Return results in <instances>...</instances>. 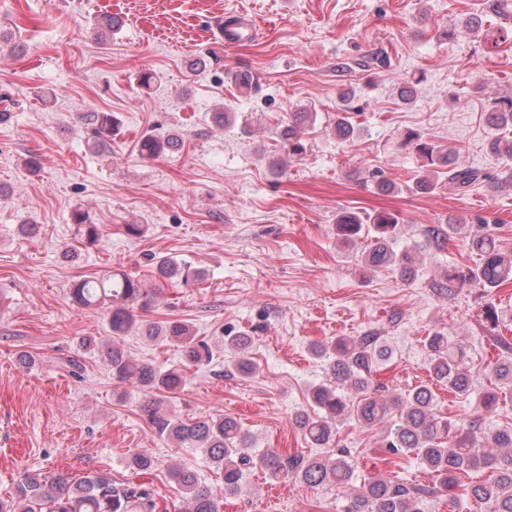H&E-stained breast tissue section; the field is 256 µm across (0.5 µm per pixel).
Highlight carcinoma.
<instances>
[{"label":"carcinoma","instance_id":"1","mask_svg":"<svg viewBox=\"0 0 512 512\" xmlns=\"http://www.w3.org/2000/svg\"><path fill=\"white\" fill-rule=\"evenodd\" d=\"M502 12V0H481L480 12L469 16L465 26L479 32L483 25ZM422 78L409 79L398 86V97L404 104L414 101ZM349 91L338 92L340 115L336 116V135L348 140L355 127L345 115ZM311 118L309 112H293L280 127V139L288 155L305 152L303 135ZM91 125L93 144L112 139L115 117L110 112H92L85 117ZM486 121L495 131L488 143L491 154L512 161V136L500 135L512 130V96L492 98ZM174 147V137L145 135L139 142V155L153 159ZM398 147L416 155L423 175L413 179L409 189L431 193L438 188L441 176L467 192L490 179L478 168L458 161L457 152L423 135L408 131ZM83 242L96 244L102 235L101 225L93 223L88 212L76 208L71 214ZM401 218L388 211L344 213L336 221V235L346 242L366 236L370 245L362 253V263L372 271L390 269L409 282L417 275L418 254L423 247L442 250L460 222L431 224L420 231L421 240L396 248ZM467 249L477 256L474 265L450 269L444 280L432 287L451 296L462 288H474L490 295L495 289L512 282V255L502 252L494 235H473ZM158 281H174L197 277L190 266L172 258L155 263ZM72 300L82 308H103L108 313L112 333L109 340L87 338L82 341L86 351L96 354L110 369L114 379L130 383L143 393L140 410L156 433L167 440L202 450L214 467L224 476V486L216 490L203 485L190 468L171 470L184 503V512H219L221 501L241 495L245 489L246 469L258 466L273 478L295 476L310 487L332 486L345 494L343 512H421L419 502L427 493L447 492L448 503L470 501L475 512H512V425L485 429L476 422L465 426L453 423L437 410L434 387L462 397L475 393L476 386L468 354L464 347L443 331H433L423 341L427 352L429 379L396 395L385 393L378 381L377 370L390 360L391 350L376 336L338 338L332 342H316L310 346L313 357L326 362L331 383L310 388L313 413L298 412L293 417L296 428L317 448H328L334 440L336 420L350 418L367 427L390 424L385 448L391 454L410 452L435 479V488L427 491L381 476H373L353 496L346 495L355 479V464L350 452L338 448L328 455L283 454L266 450L251 454L248 434L235 417L214 413L195 419H182L163 410L158 392H174L184 382L180 371L163 370L150 362L132 360L119 345V339L137 324L140 313L157 301L156 294L145 288L137 275L112 270L88 276L71 288ZM143 337L156 344H175L182 352L184 366H196L210 358L208 346L192 336L187 325L178 321L163 324L140 323ZM501 357L490 373L498 381L497 390L478 395L479 410L489 413L505 392H512V343L499 338ZM251 343L248 335L237 334L224 340L235 352L231 367L239 375L250 377L255 367L248 357ZM487 472L485 481L463 482L459 475ZM154 493L142 485L115 484L105 473L89 471L79 477L58 471L50 475L24 474L15 483L8 500L0 499V512H158Z\"/></svg>","mask_w":512,"mask_h":512}]
</instances>
